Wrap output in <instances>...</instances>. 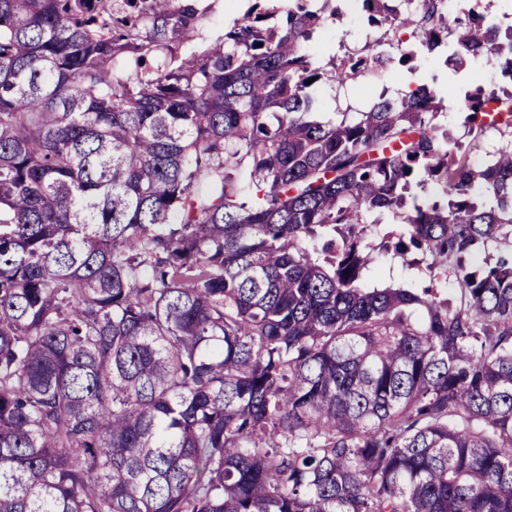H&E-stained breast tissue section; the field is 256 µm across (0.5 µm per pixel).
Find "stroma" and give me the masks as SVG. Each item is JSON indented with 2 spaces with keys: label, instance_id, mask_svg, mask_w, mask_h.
Wrapping results in <instances>:
<instances>
[{
  "label": "stroma",
  "instance_id": "stroma-1",
  "mask_svg": "<svg viewBox=\"0 0 512 512\" xmlns=\"http://www.w3.org/2000/svg\"><path fill=\"white\" fill-rule=\"evenodd\" d=\"M253 2L204 0L207 12L202 24L208 40L223 35L225 29L249 10ZM411 40L406 29L387 32L369 27L365 13L356 4L342 9L336 19L317 29L305 46L316 67L328 71L334 62L376 47L386 51L391 61L384 70L370 72L354 80L342 83L330 79L315 86L312 95L316 119L332 123L344 118L354 120L379 98L395 99L424 84L436 92L441 102L439 123L452 140L462 142L470 163L477 167L488 163L492 152L507 142L508 137L494 129L479 136L471 135L463 104L466 95L479 86L498 91L512 88V82L501 75L499 59L480 57L463 67H454L448 61L454 50V41L448 38L440 49L431 53L418 50L409 64H400V48Z\"/></svg>",
  "mask_w": 512,
  "mask_h": 512
}]
</instances>
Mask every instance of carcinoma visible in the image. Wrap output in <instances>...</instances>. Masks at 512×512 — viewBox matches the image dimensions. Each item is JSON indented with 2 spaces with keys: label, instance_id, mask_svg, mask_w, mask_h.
<instances>
[{
  "label": "carcinoma",
  "instance_id": "obj_1",
  "mask_svg": "<svg viewBox=\"0 0 512 512\" xmlns=\"http://www.w3.org/2000/svg\"><path fill=\"white\" fill-rule=\"evenodd\" d=\"M289 2L182 57L199 0H0V512H512V142L472 167L426 85L313 119L307 80L390 57L320 71L333 0ZM455 23L512 81V27ZM464 111L507 132L512 92ZM410 209V204L406 207L397 210L395 213L386 212L382 215L371 214L365 219L366 224H382L380 226H368L365 231V241L370 244L379 242V237L384 233L386 224H405V216Z\"/></svg>",
  "mask_w": 512,
  "mask_h": 512
}]
</instances>
